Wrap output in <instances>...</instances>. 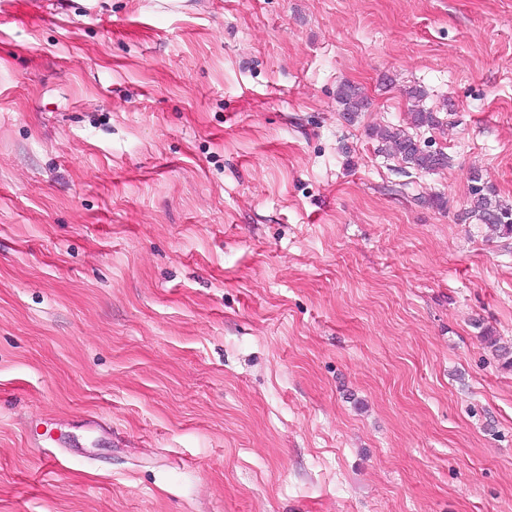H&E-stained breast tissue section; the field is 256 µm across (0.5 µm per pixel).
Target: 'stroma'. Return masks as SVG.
I'll return each mask as SVG.
<instances>
[{
	"label": "stroma",
	"instance_id": "obj_1",
	"mask_svg": "<svg viewBox=\"0 0 512 512\" xmlns=\"http://www.w3.org/2000/svg\"><path fill=\"white\" fill-rule=\"evenodd\" d=\"M475 172L512 0H0V512H512ZM337 98L344 108L343 114L348 121L354 120L356 114L361 112L368 104L367 98L361 88L350 83L340 86ZM376 137L388 155L401 159L409 167L430 172L448 164V157L444 153L423 149L412 136L401 129L383 128L376 132Z\"/></svg>",
	"mask_w": 512,
	"mask_h": 512
}]
</instances>
